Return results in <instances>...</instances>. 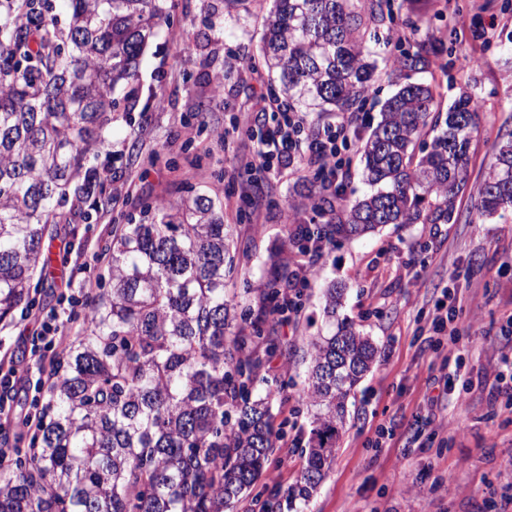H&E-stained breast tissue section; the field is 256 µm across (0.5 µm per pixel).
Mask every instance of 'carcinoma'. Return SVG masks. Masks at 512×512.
Returning <instances> with one entry per match:
<instances>
[{
	"label": "carcinoma",
	"mask_w": 512,
	"mask_h": 512,
	"mask_svg": "<svg viewBox=\"0 0 512 512\" xmlns=\"http://www.w3.org/2000/svg\"><path fill=\"white\" fill-rule=\"evenodd\" d=\"M0 0V322L32 303V280L50 261L54 224L91 218L103 193L87 158L107 142L120 101L149 40L170 24L166 0ZM258 60L278 91L320 113L356 112L373 81L370 30L382 0H272ZM425 47L401 53L409 71ZM431 86L403 84L360 139L373 192L335 206L321 183L317 238L336 245L384 224H447L468 179L478 101L461 96L435 135L427 130ZM485 219L512 212V139L477 190ZM70 204L68 212L61 206ZM116 227L105 247L111 288L89 304L85 334L62 353L29 453L0 466V512H226L267 468L284 430L268 400L280 390L260 377L268 342L251 310L232 313L231 225L224 203L192 192ZM299 270L279 260L261 296L280 300ZM252 334L245 335V327ZM306 392L316 408L305 464L284 500L260 512H305L334 459L348 402L377 356L372 339L343 319L311 336ZM266 384L264 391L257 383Z\"/></svg>",
	"instance_id": "carcinoma-1"
}]
</instances>
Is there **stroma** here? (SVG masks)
Returning <instances> with one entry per match:
<instances>
[{
  "instance_id": "35a3bbf8",
  "label": "stroma",
  "mask_w": 512,
  "mask_h": 512,
  "mask_svg": "<svg viewBox=\"0 0 512 512\" xmlns=\"http://www.w3.org/2000/svg\"><path fill=\"white\" fill-rule=\"evenodd\" d=\"M391 21L369 41L378 80L359 109L366 136L385 100L405 81L436 89L439 113L468 91L481 106L468 162V183L456 199L457 220L447 224H389L336 245L318 259L296 327H280L261 308L259 288L270 256L286 249L292 266L308 259L291 239L298 225L318 223L299 162L251 179L246 166L254 143L246 133L267 111L272 90L266 69H253L269 0L249 11L227 12L219 0H168L171 24L150 41L135 81L120 88L107 145L91 166L104 192L88 224H59L49 242L68 279L107 285V267L92 261L138 204L177 202L188 187L218 193L224 221L233 227L240 305L251 306L279 344L262 375L283 382L271 401L275 421H287L266 473L230 512H259L264 500L285 495L303 467L313 428V407L303 395L310 353L307 337L325 333V291L346 286L339 317L359 324L378 347L375 363L349 402L348 422L331 468L306 512H512L498 495L512 483L499 470L512 453V409L495 403L494 364L512 352L499 336L512 314V215L479 220L473 205L490 171L497 144L512 132V0H390ZM427 44V64L410 75L393 60L401 50ZM458 275L469 339L462 373L472 381L461 395L444 396L436 411L428 399L441 357L425 350L416 320L431 315L450 275ZM434 419L437 439H394L370 444L378 425L404 431Z\"/></svg>"
}]
</instances>
